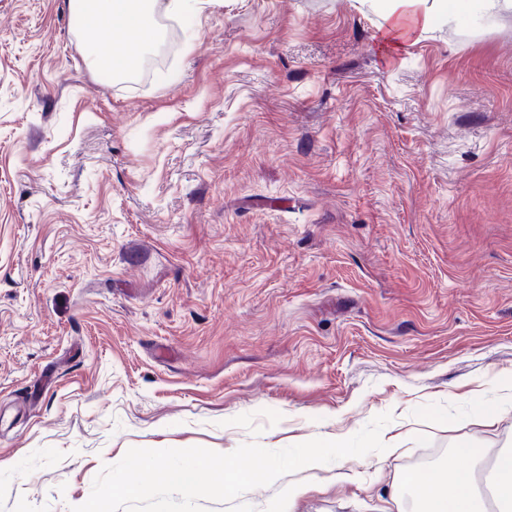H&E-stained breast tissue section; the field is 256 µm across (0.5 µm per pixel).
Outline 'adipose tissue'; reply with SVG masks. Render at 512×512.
Here are the masks:
<instances>
[{"label": "adipose tissue", "instance_id": "adipose-tissue-1", "mask_svg": "<svg viewBox=\"0 0 512 512\" xmlns=\"http://www.w3.org/2000/svg\"><path fill=\"white\" fill-rule=\"evenodd\" d=\"M180 0H81V18L87 30L99 39L89 47L92 64L107 62L114 74L132 72L144 46L154 38L155 16L159 8L173 10ZM386 19L384 44L402 47L434 24L454 22L462 13L479 11L486 16L512 13V0H377ZM346 435L307 443L294 457L297 479L289 481V500L308 493L312 484L307 473L324 471L326 449L342 448ZM481 457L476 449L456 448L447 461L424 477L410 475L398 479L390 493L400 504L405 486L414 489L417 512H512V448L498 449L492 458L493 480L490 498L477 491V471Z\"/></svg>", "mask_w": 512, "mask_h": 512}]
</instances>
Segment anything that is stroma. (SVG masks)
<instances>
[{
  "mask_svg": "<svg viewBox=\"0 0 512 512\" xmlns=\"http://www.w3.org/2000/svg\"><path fill=\"white\" fill-rule=\"evenodd\" d=\"M171 19L170 79L128 83L70 0H0V512L131 448L343 432L354 478L292 512H384L511 442L512 14L396 50L368 0Z\"/></svg>",
  "mask_w": 512,
  "mask_h": 512,
  "instance_id": "stroma-1",
  "label": "stroma"
}]
</instances>
